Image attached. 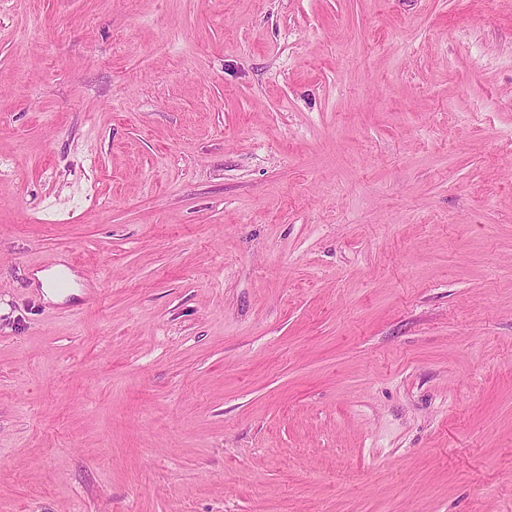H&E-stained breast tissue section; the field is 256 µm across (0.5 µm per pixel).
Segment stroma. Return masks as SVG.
Wrapping results in <instances>:
<instances>
[{
    "mask_svg": "<svg viewBox=\"0 0 512 512\" xmlns=\"http://www.w3.org/2000/svg\"><path fill=\"white\" fill-rule=\"evenodd\" d=\"M0 512H512V0H0Z\"/></svg>",
    "mask_w": 512,
    "mask_h": 512,
    "instance_id": "35a3bbf8",
    "label": "stroma"
}]
</instances>
